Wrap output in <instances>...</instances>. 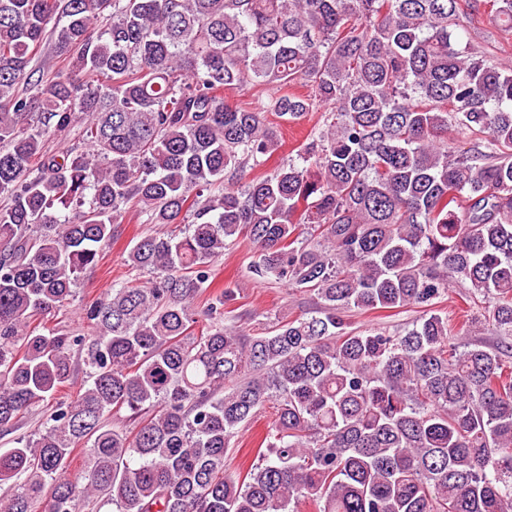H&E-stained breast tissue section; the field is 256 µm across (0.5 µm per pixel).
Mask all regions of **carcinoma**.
Instances as JSON below:
<instances>
[{
    "mask_svg": "<svg viewBox=\"0 0 512 512\" xmlns=\"http://www.w3.org/2000/svg\"><path fill=\"white\" fill-rule=\"evenodd\" d=\"M512 27V0H488ZM461 0H0V512H512V67L460 46ZM67 67L34 77L35 47ZM276 93L245 108L221 97ZM331 121L281 147L270 117ZM80 127L60 152L49 139ZM469 146L448 148V128ZM140 283L68 304L117 226ZM244 236L316 311L263 336L198 299ZM456 283L495 345L435 308ZM416 307L404 331L346 313ZM86 381L68 394L76 364ZM274 420L245 473L231 441ZM126 412L132 432L111 423ZM84 446L90 465L70 472ZM44 417V409L40 407L35 408L32 412L25 415L20 421L19 428L16 432L0 436V450L4 451L7 448H11L13 446V438L19 434H30L41 430Z\"/></svg>",
    "mask_w": 512,
    "mask_h": 512,
    "instance_id": "cac0c4a2",
    "label": "carcinoma"
}]
</instances>
